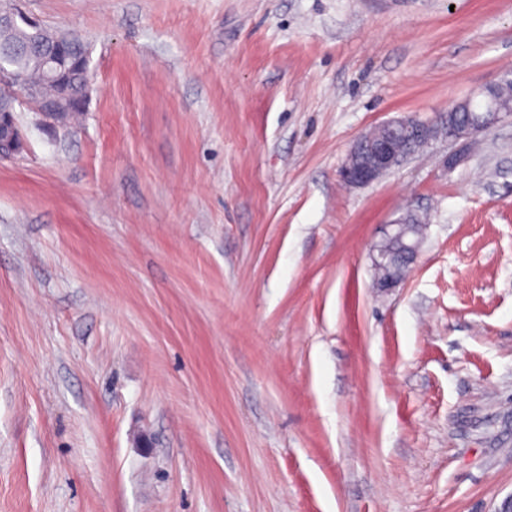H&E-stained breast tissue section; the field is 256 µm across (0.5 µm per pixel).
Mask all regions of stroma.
<instances>
[{"instance_id":"1","label":"stroma","mask_w":512,"mask_h":512,"mask_svg":"<svg viewBox=\"0 0 512 512\" xmlns=\"http://www.w3.org/2000/svg\"><path fill=\"white\" fill-rule=\"evenodd\" d=\"M79 125L0 159V512H499L512 120L347 187L359 135L512 73V0H21ZM426 217L399 288L373 256Z\"/></svg>"}]
</instances>
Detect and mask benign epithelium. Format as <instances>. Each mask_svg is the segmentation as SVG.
<instances>
[{
  "mask_svg": "<svg viewBox=\"0 0 512 512\" xmlns=\"http://www.w3.org/2000/svg\"><path fill=\"white\" fill-rule=\"evenodd\" d=\"M23 19L30 27L40 25L24 16L14 5L0 9V29L13 26L18 19ZM68 49V40L57 41L44 54V63L50 65L53 80L60 84L64 75L60 69V60ZM512 78L505 77L501 82L484 88L476 95L468 96L448 106V123L440 126L433 121L419 120L411 116L386 121L370 131L362 134L350 152L347 164L343 169V179L351 187H362L378 180L398 166L407 154L402 151L399 134L411 130L424 144L441 136L448 142L458 145V149L449 154L445 163L454 166L462 161L472 140L501 122L504 118H512V107L507 106L498 98V91ZM0 81L10 85V98L0 103V158H11L21 152L24 141L15 119L12 108L27 102L35 106L41 117V123L55 132L65 127L64 115L69 104L60 97L43 95L28 83L22 76L8 70L0 69ZM470 101L482 103V115L467 120L457 119L460 109ZM374 267L382 274L377 277V287L391 289L397 287L404 279V272L394 274L387 271L388 256L383 249L377 250L373 259Z\"/></svg>",
  "mask_w": 512,
  "mask_h": 512,
  "instance_id": "1",
  "label": "benign epithelium"
}]
</instances>
